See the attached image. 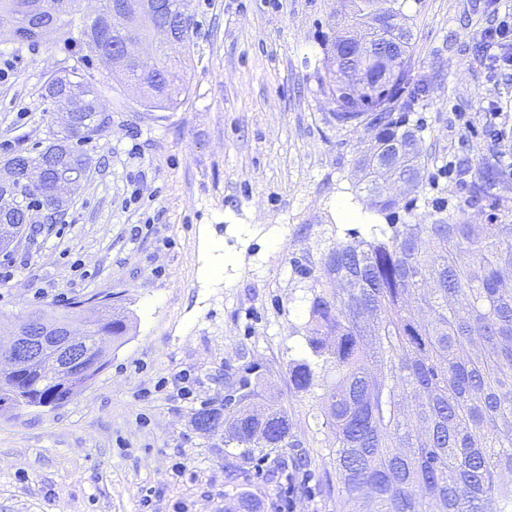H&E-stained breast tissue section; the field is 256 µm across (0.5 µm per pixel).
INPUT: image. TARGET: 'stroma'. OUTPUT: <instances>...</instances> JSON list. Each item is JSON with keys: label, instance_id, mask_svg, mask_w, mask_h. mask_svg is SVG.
Here are the masks:
<instances>
[{"label": "stroma", "instance_id": "obj_1", "mask_svg": "<svg viewBox=\"0 0 512 512\" xmlns=\"http://www.w3.org/2000/svg\"><path fill=\"white\" fill-rule=\"evenodd\" d=\"M339 8V0H190L189 93L174 110L145 107L131 90L114 105L119 76L90 64L112 127L86 145L90 172L58 223L23 230L0 252L9 273L0 323L108 293L133 328L66 405L0 413V512H224L242 496L259 512H342L332 452L310 430L315 399L288 374L307 353L325 254L386 223L363 209L354 223L337 219L371 144L363 128L337 122L315 76ZM404 11L413 76L430 92L410 116L423 129L426 179L399 220L430 221L440 207L512 221V127L485 113L488 100L512 104V75L473 51L483 29L512 15V0H406ZM76 63L70 44L0 41V162L47 141L56 108L43 88ZM450 161L463 175L440 176ZM490 164L497 187L468 205L471 181ZM223 253L232 263L210 279ZM254 364L288 410L299 447L247 454L196 429L197 411L221 402ZM180 372L191 398L179 393Z\"/></svg>", "mask_w": 512, "mask_h": 512}]
</instances>
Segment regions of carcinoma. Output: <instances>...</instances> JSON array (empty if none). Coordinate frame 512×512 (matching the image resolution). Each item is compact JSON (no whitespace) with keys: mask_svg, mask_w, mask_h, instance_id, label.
Listing matches in <instances>:
<instances>
[{"mask_svg":"<svg viewBox=\"0 0 512 512\" xmlns=\"http://www.w3.org/2000/svg\"><path fill=\"white\" fill-rule=\"evenodd\" d=\"M80 0H0V23L11 22L10 40L51 43L71 31ZM114 10L81 20L76 53L82 61L103 58L138 89L150 108L173 109L189 92L180 60L126 55L129 39L150 38V27L129 32L116 15L124 0H107ZM406 0H346L345 18L371 27V41L386 37L405 44L413 56ZM320 90L336 104V121L375 132L381 149L360 161L363 179L355 200L385 215L398 205L386 189L405 181L416 194L425 161L419 127L408 112L427 97L428 85L406 68L396 79L384 76L394 60L374 66L370 91L352 83L359 57L333 43L320 45ZM71 80L47 82L44 97L75 113L69 130L50 131L36 157L55 155L73 164L87 157L80 147L112 126L102 91L77 68ZM0 165V208L7 236L21 230L22 213L65 198L54 177L30 188L21 184L16 160ZM497 168L479 171L469 205L479 203ZM305 323L309 355L290 363L297 392L308 393L315 368L334 372V381L316 386L312 435L335 449L336 476L345 496L343 512H512V222L439 218L431 223L370 226L365 237L339 241L322 261L312 286ZM89 336L102 332L119 340L132 329L129 316L112 311V296L90 297ZM107 362L92 360L73 374L66 388L44 364L33 365L21 383L0 377V407H57L68 394L95 378ZM224 407V446L249 453L255 448H294L287 409L266 398L260 376L246 374Z\"/></svg>","mask_w":512,"mask_h":512,"instance_id":"obj_1","label":"carcinoma"}]
</instances>
